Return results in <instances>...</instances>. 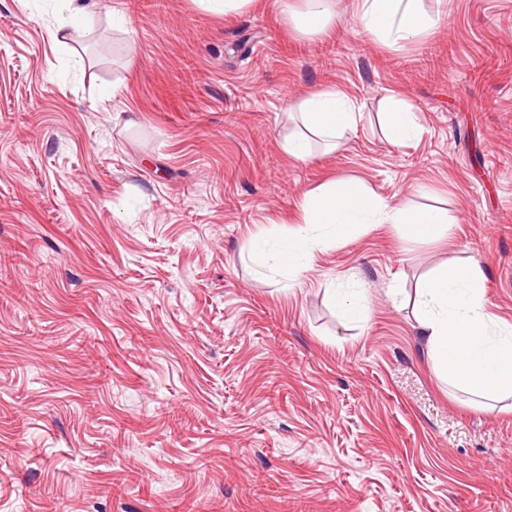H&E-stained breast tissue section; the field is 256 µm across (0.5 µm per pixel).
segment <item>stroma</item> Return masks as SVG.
<instances>
[{"label": "stroma", "instance_id": "stroma-1", "mask_svg": "<svg viewBox=\"0 0 512 512\" xmlns=\"http://www.w3.org/2000/svg\"><path fill=\"white\" fill-rule=\"evenodd\" d=\"M85 5L75 68L54 0H0V283L24 291L0 295V512H512V399L448 386L414 306L475 261L512 325V0H425L398 51L357 0L318 36L276 0ZM332 87L356 127L290 160L288 106ZM392 99L422 125L402 145ZM334 180L449 228L260 266Z\"/></svg>", "mask_w": 512, "mask_h": 512}]
</instances>
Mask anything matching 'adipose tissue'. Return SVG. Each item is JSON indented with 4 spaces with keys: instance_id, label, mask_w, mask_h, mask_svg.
<instances>
[{
    "instance_id": "adipose-tissue-1",
    "label": "adipose tissue",
    "mask_w": 512,
    "mask_h": 512,
    "mask_svg": "<svg viewBox=\"0 0 512 512\" xmlns=\"http://www.w3.org/2000/svg\"><path fill=\"white\" fill-rule=\"evenodd\" d=\"M280 15L300 32L321 35L336 23L333 0H277ZM358 20L370 36L392 49L427 33L436 24L424 0H358ZM296 130L283 148L289 158L307 162L314 141L335 146L352 130L357 113L348 96L333 88L314 91L290 107ZM300 227L276 246L253 244L262 262L295 273L305 267L319 244L315 229L343 241L357 228L395 224L404 236L444 234L448 217L433 208L406 209L381 201L356 181H339L308 191L300 209ZM484 272L479 263L443 266L417 288L421 334L439 372L449 384L486 402L512 397V326L500 325L485 310Z\"/></svg>"
}]
</instances>
